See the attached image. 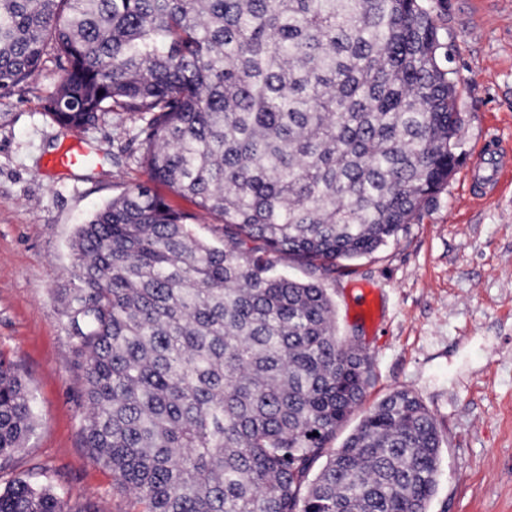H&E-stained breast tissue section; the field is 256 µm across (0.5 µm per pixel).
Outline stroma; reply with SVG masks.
Listing matches in <instances>:
<instances>
[{"label":"stroma","instance_id":"35a3bbf8","mask_svg":"<svg viewBox=\"0 0 512 512\" xmlns=\"http://www.w3.org/2000/svg\"><path fill=\"white\" fill-rule=\"evenodd\" d=\"M460 82V162L448 185L397 240L324 280L339 335L359 336L373 364V405L397 389L420 398L442 439L430 512H512V175L494 198L471 187L475 164L512 152V0H425ZM61 73L36 76L0 97V352L36 397L34 434L0 470V490L46 469L69 507L132 512L133 497L83 443L82 379L61 314L70 242L96 209L137 184L176 210L197 207L152 182L141 162L148 116L115 108L72 132L49 115ZM90 168L50 171L73 139ZM378 292L374 321L356 310L358 287Z\"/></svg>","mask_w":512,"mask_h":512}]
</instances>
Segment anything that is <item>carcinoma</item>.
<instances>
[{
    "label": "carcinoma",
    "mask_w": 512,
    "mask_h": 512,
    "mask_svg": "<svg viewBox=\"0 0 512 512\" xmlns=\"http://www.w3.org/2000/svg\"><path fill=\"white\" fill-rule=\"evenodd\" d=\"M51 118L79 130L116 105L153 114L152 178L80 225L62 297L91 456L140 512H429L441 462L412 392L363 406L369 358L338 336L321 278L377 252L448 184L457 81L422 0H0V92L47 49ZM286 255L310 270L277 273ZM0 355V462L35 429ZM0 512H64L18 478ZM194 235L215 246L224 242V224L210 217H199L191 226Z\"/></svg>",
    "instance_id": "1"
}]
</instances>
